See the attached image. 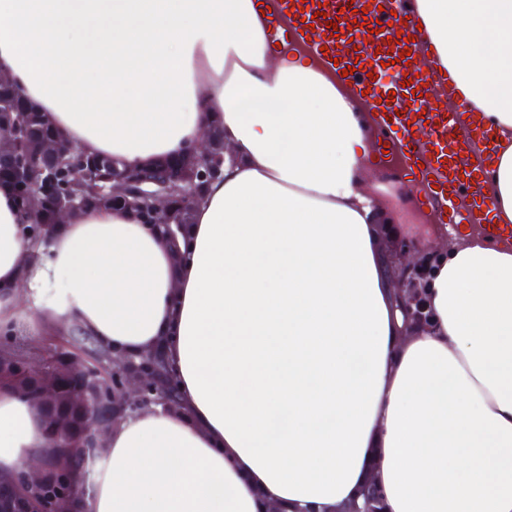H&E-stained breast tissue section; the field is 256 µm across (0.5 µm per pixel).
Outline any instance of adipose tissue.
Instances as JSON below:
<instances>
[{"mask_svg":"<svg viewBox=\"0 0 512 512\" xmlns=\"http://www.w3.org/2000/svg\"><path fill=\"white\" fill-rule=\"evenodd\" d=\"M421 48L501 150L492 218L512 224V0H417ZM0 73L78 152L130 169L231 158L176 235L88 205L33 234L0 181V331L50 316L115 355L162 350L177 401L87 452L83 512H512V247L440 236L405 324L368 179L376 127L264 0H0ZM55 440L0 389V474Z\"/></svg>","mask_w":512,"mask_h":512,"instance_id":"adipose-tissue-1","label":"adipose tissue"}]
</instances>
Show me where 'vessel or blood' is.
I'll list each match as a JSON object with an SVG mask.
<instances>
[{
	"label": "vessel or blood",
	"instance_id": "1",
	"mask_svg": "<svg viewBox=\"0 0 512 512\" xmlns=\"http://www.w3.org/2000/svg\"><path fill=\"white\" fill-rule=\"evenodd\" d=\"M266 2L270 37L324 52L330 73L363 95L382 132V150L404 158L415 191L440 223H474L512 246V226L490 219L487 180L497 136L468 113L434 103L440 81L416 43V0ZM347 66L353 72L346 76Z\"/></svg>",
	"mask_w": 512,
	"mask_h": 512
}]
</instances>
